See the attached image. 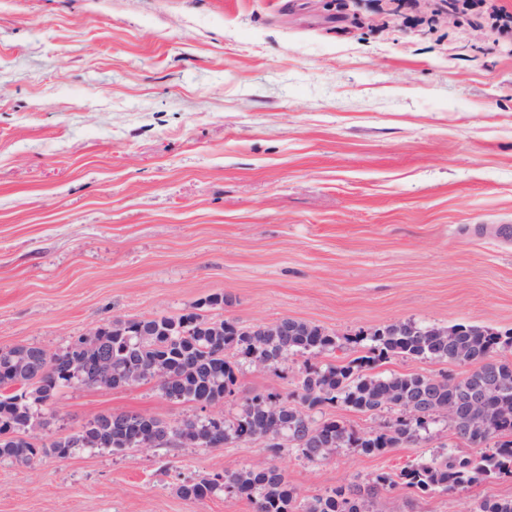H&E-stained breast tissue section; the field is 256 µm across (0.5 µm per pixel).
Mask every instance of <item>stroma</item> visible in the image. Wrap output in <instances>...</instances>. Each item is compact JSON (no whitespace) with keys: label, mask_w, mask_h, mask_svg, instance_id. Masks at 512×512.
<instances>
[{"label":"stroma","mask_w":512,"mask_h":512,"mask_svg":"<svg viewBox=\"0 0 512 512\" xmlns=\"http://www.w3.org/2000/svg\"><path fill=\"white\" fill-rule=\"evenodd\" d=\"M433 0H0V348L63 352L115 320L179 315L224 293L244 328L317 325L364 355L395 322L512 331V36L478 15L431 21ZM305 359L244 363L213 408L146 381L75 385L36 442L105 411L235 417L296 389ZM375 373L465 376L393 356ZM396 411L316 410L367 433ZM456 445L445 418L379 455L311 463L290 442L78 450L0 460V512H254L183 481L275 461L297 499ZM512 476L386 512H473Z\"/></svg>","instance_id":"1"}]
</instances>
